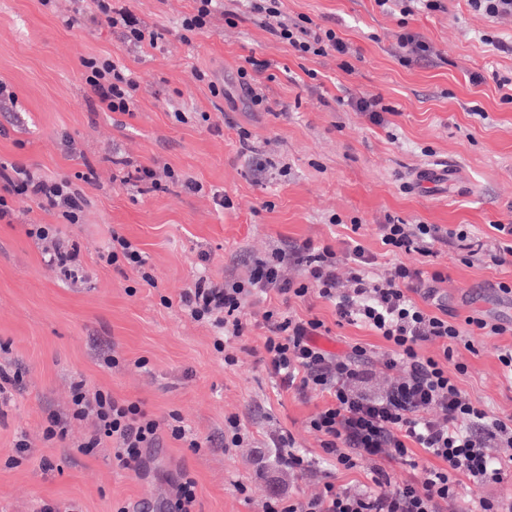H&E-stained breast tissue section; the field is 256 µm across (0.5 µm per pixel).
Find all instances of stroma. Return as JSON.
Here are the masks:
<instances>
[{
	"label": "stroma",
	"mask_w": 512,
	"mask_h": 512,
	"mask_svg": "<svg viewBox=\"0 0 512 512\" xmlns=\"http://www.w3.org/2000/svg\"><path fill=\"white\" fill-rule=\"evenodd\" d=\"M120 4L158 32L156 45H133L105 24L66 26L72 0H57L52 11L40 0H0V82L12 94L0 102V163L72 178L84 199L76 224L32 200L18 218L0 221V371L20 376L6 383L0 404V512H40L46 503L58 512H154L184 472L198 482V512H265L271 497L297 502L328 484L366 490L379 469L397 484L415 479L413 467L391 459L336 468L308 429L326 397L279 386L262 362L261 313L269 306L322 320L333 352L355 343L382 352L372 331L337 325L333 305L317 295L285 304L271 293L250 307L230 367L214 348L215 329L184 312L179 296L202 276L215 284L247 279L256 259L306 240L339 250L356 237L374 257L370 276L387 277L396 259L377 226L390 214L447 230L467 225L468 246L438 243L409 261L441 273L436 288L449 320L512 322V297L498 288L512 281V264L495 260V227L512 224V102L500 87L512 77V55L485 41L512 40V16L489 19L468 0L407 17L376 0H281L275 18L253 12L250 0H221L210 28L190 34L181 19L195 0ZM304 18L336 30L352 56L303 58L273 35L279 22ZM404 23L434 48L411 66L396 45ZM250 56L270 63L252 80L263 107L239 86ZM84 57H108L133 73L134 111L110 112L91 99ZM197 70L205 80L194 78ZM216 85L223 95L213 94ZM362 95L387 105L383 123L351 106ZM254 157L264 172L253 170ZM128 161L172 169L203 190L166 179L151 190L121 184ZM218 195L226 206L215 204ZM32 224L55 225L79 245V280L46 265L45 242L27 234ZM116 233L145 252L154 284L102 261ZM471 341L456 356L468 367L461 390L492 416L512 418V379L497 358L512 333ZM108 354L118 366L105 363ZM78 380L89 393L139 402L157 418L179 414L203 447L163 436L135 472L117 463L110 441L79 453L96 432L93 419L70 421L65 438L45 439L48 415L68 412ZM232 415L246 438L227 449L224 421ZM282 435L306 469L281 462ZM21 438L37 453L16 466L9 459ZM491 454L501 463L499 480L461 477L445 512H471L482 498L512 512V447Z\"/></svg>",
	"instance_id": "stroma-1"
}]
</instances>
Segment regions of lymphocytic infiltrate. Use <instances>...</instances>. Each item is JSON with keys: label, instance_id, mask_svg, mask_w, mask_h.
<instances>
[{"label": "lymphocytic infiltrate", "instance_id": "lymphocytic-infiltrate-1", "mask_svg": "<svg viewBox=\"0 0 512 512\" xmlns=\"http://www.w3.org/2000/svg\"><path fill=\"white\" fill-rule=\"evenodd\" d=\"M94 3V21L121 27L131 43L156 44L157 33L130 10L113 7L112 0ZM275 35L303 57L331 52L344 56L350 51L334 29L314 30L300 21L279 24ZM80 65L94 101L111 112L133 111L139 84L129 69L102 57L81 59ZM17 197L57 210L68 223L79 220L82 197L69 178L44 180L25 168H13L0 179V218L13 214ZM377 230L382 244L394 255L428 254L435 243L448 237L461 242L468 238L461 227L447 232L436 224H408L391 215ZM29 234L51 240L44 256L48 266L67 277L75 274L80 266V248L75 242L60 238L50 224L33 225ZM290 261L303 266V281L284 277V266ZM372 262V255L356 239L349 240L342 253L306 241L256 260L246 280L215 285L201 279L180 295V304L191 318L220 329L214 347L223 352L228 366L237 363L228 348L243 336L244 311L254 299L273 292L288 300L313 292L332 302L337 322L364 324L383 339L381 357H373L359 343L341 354L328 351L318 342L327 331L322 320L302 319L270 307L262 313V325L271 376L286 388L328 396V404L310 418L308 428L338 467L349 470L382 458L411 466L418 448L436 460L412 481L395 485L380 473L374 479L375 489L339 491L329 485L300 503L271 500L267 512H440L442 504L456 500L459 477L480 483L500 476L489 444L499 441L512 446V420L490 416L466 397L458 386L466 367L455 362L454 356L466 342L465 326L485 336H499L507 332V325L480 317L467 318L462 326L450 322L447 313L439 311L437 290L423 270L401 262L389 277L375 279L366 271ZM428 343L438 344L437 354L423 353ZM377 361L397 379L383 393L368 395L358 386L371 376ZM70 404L73 418L91 415L98 423V436L82 444V451L107 438L115 442L114 455L127 469L140 470L143 449L156 446L164 432L189 447L201 446L197 435L175 413L160 420L133 401L121 402L101 392L87 396L80 383L71 390Z\"/></svg>", "mask_w": 512, "mask_h": 512}]
</instances>
